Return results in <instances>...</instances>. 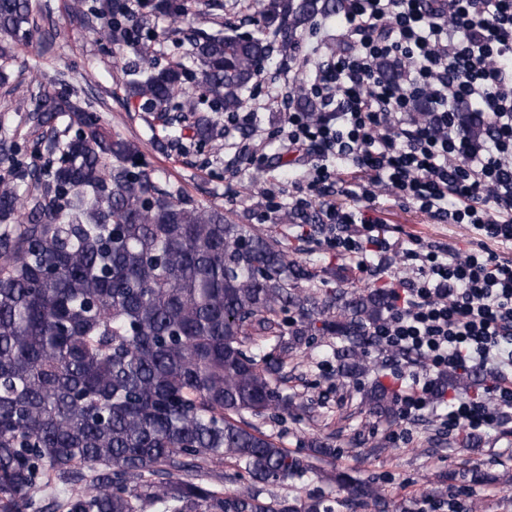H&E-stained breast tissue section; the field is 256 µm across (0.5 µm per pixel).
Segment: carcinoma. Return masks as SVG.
Here are the masks:
<instances>
[{
	"label": "carcinoma",
	"instance_id": "carcinoma-1",
	"mask_svg": "<svg viewBox=\"0 0 512 512\" xmlns=\"http://www.w3.org/2000/svg\"><path fill=\"white\" fill-rule=\"evenodd\" d=\"M132 17L120 0L73 9L105 23L99 39L125 43L142 59L141 32L161 17L181 19L182 61L129 71L125 90L150 112H238L275 55L297 49L315 17L340 13L342 0H259L253 29L222 35L191 25L188 0H155ZM39 31L30 0H0V34ZM192 83L198 99L174 101ZM292 103L315 113L304 84ZM90 104L66 97L40 121L69 117L60 156L0 182V512H24L51 485L64 512H332L321 498L300 507L261 497L260 484L312 473L347 491L348 509L388 508L369 480L327 472L335 449L320 444L302 459L253 423L291 399L272 386L293 349L320 330L339 339L341 374L375 372L365 360L370 328L387 297L380 288L323 297L299 291L311 272L288 259L272 236L236 224L219 207L200 208L158 184L138 149L96 126ZM480 139L486 125L464 112ZM299 323L285 338L280 313ZM273 344L271 350L266 345ZM368 413H392L386 389L361 398ZM233 461L247 476L224 493L193 473Z\"/></svg>",
	"mask_w": 512,
	"mask_h": 512
}]
</instances>
